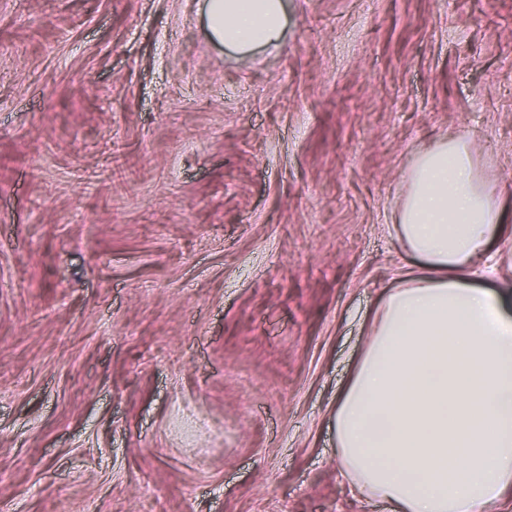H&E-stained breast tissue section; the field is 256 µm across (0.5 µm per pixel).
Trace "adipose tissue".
<instances>
[{
  "label": "adipose tissue",
  "instance_id": "adipose-tissue-1",
  "mask_svg": "<svg viewBox=\"0 0 512 512\" xmlns=\"http://www.w3.org/2000/svg\"><path fill=\"white\" fill-rule=\"evenodd\" d=\"M285 0H206L207 33L245 52L279 40ZM395 228L425 263L378 304L370 340L336 405L351 492L390 512H496L512 498V282L476 287L512 209L447 134L405 170Z\"/></svg>",
  "mask_w": 512,
  "mask_h": 512
}]
</instances>
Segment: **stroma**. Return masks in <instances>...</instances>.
Listing matches in <instances>:
<instances>
[{
    "label": "stroma",
    "mask_w": 512,
    "mask_h": 512,
    "mask_svg": "<svg viewBox=\"0 0 512 512\" xmlns=\"http://www.w3.org/2000/svg\"><path fill=\"white\" fill-rule=\"evenodd\" d=\"M286 3L0 0V512H388L336 398L416 156L512 203V0ZM208 36L224 47L245 52L281 38L284 0H207Z\"/></svg>",
    "instance_id": "1"
}]
</instances>
